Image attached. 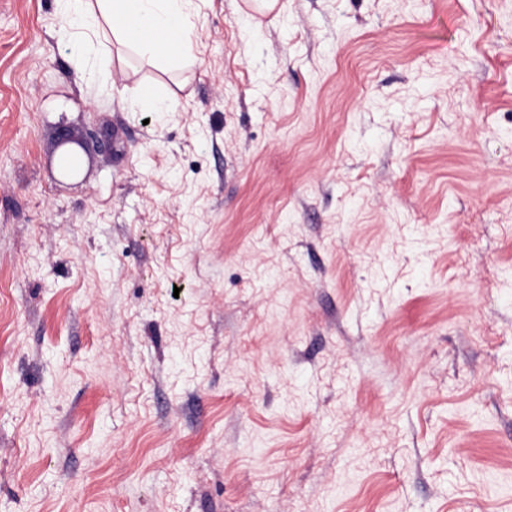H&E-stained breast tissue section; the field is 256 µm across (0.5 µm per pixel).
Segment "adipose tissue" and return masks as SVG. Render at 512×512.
I'll return each instance as SVG.
<instances>
[{"label": "adipose tissue", "mask_w": 512, "mask_h": 512, "mask_svg": "<svg viewBox=\"0 0 512 512\" xmlns=\"http://www.w3.org/2000/svg\"><path fill=\"white\" fill-rule=\"evenodd\" d=\"M192 0H62L69 30L111 35L147 60L177 68L187 60L193 26Z\"/></svg>", "instance_id": "ef3b65f1"}]
</instances>
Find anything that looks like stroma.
Listing matches in <instances>:
<instances>
[{
    "instance_id": "obj_1",
    "label": "stroma",
    "mask_w": 512,
    "mask_h": 512,
    "mask_svg": "<svg viewBox=\"0 0 512 512\" xmlns=\"http://www.w3.org/2000/svg\"><path fill=\"white\" fill-rule=\"evenodd\" d=\"M248 2L0 0V512H512V0ZM68 18V29L62 34L70 38L77 56L84 46L74 41V30L89 31L95 37H106L107 31L122 47L134 50L148 61L165 60L176 69L188 59L193 26L189 21L192 0H61ZM173 35L175 46L163 50L158 38ZM139 99L142 108L148 112L170 111V103L161 96L156 88L150 84H143L139 91Z\"/></svg>"
}]
</instances>
